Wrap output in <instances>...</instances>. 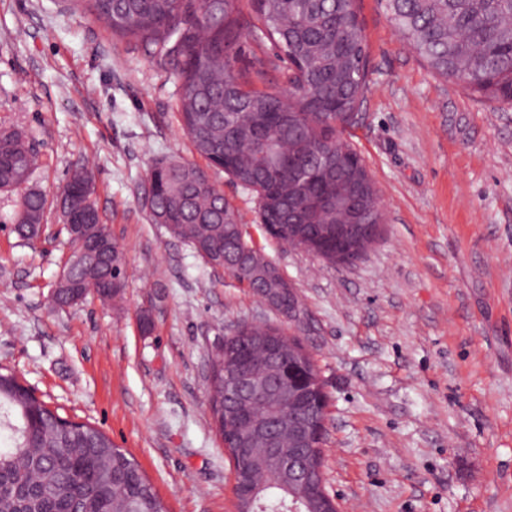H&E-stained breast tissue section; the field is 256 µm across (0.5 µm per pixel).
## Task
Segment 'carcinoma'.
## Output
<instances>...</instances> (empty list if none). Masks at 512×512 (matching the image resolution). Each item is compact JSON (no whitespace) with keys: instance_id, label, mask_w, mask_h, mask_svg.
Here are the masks:
<instances>
[{"instance_id":"cac0c4a2","label":"carcinoma","mask_w":512,"mask_h":512,"mask_svg":"<svg viewBox=\"0 0 512 512\" xmlns=\"http://www.w3.org/2000/svg\"><path fill=\"white\" fill-rule=\"evenodd\" d=\"M71 9L93 17L120 40L164 50L181 83L182 129L195 151L256 194L261 223L273 236L304 244L287 224H279L271 200L302 207L311 237L323 225L349 224L360 202L339 193L333 208L311 207L323 187L336 188V157L328 140L332 122L359 111L368 78V51L355 0H251L243 13L237 0H70ZM391 22L415 55L435 74L462 84L472 94L512 105V0H381ZM267 38L286 63L279 70L286 92L259 88L266 62L238 69L243 33ZM34 147L15 129L0 135V185L15 191L22 166L33 171ZM362 181L366 221L384 219L376 209V186ZM155 224H172V236L252 290L274 288L264 262L245 238L239 217L198 167L161 159L147 174ZM13 232L31 242L39 235L46 200L30 190L21 196ZM253 337L242 352L253 371L268 375L279 389L293 388L311 356L295 359L288 380L274 373L266 349L277 325L241 324ZM212 409L224 429V356L212 360ZM256 420L285 419L297 407L251 405ZM0 512H168L135 458L101 429L74 422L46 402L24 392L18 377L0 371ZM239 481L259 489L262 512H283L281 501L295 487L280 471L279 459L263 447L233 448Z\"/></svg>"}]
</instances>
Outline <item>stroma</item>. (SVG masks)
Instances as JSON below:
<instances>
[{"mask_svg": "<svg viewBox=\"0 0 512 512\" xmlns=\"http://www.w3.org/2000/svg\"><path fill=\"white\" fill-rule=\"evenodd\" d=\"M357 10L369 76L348 135L386 224L356 265L332 266L266 233L254 195L195 153L163 59L64 0H0V127L35 146L29 187L47 198L28 244L0 195V366L131 452L170 512H237L210 360L235 324L279 318L150 221L146 174L167 156L205 171L297 291L339 512H512V107L433 76L380 0ZM85 165L125 287L62 309L58 194Z\"/></svg>", "mask_w": 512, "mask_h": 512, "instance_id": "35a3bbf8", "label": "stroma"}]
</instances>
